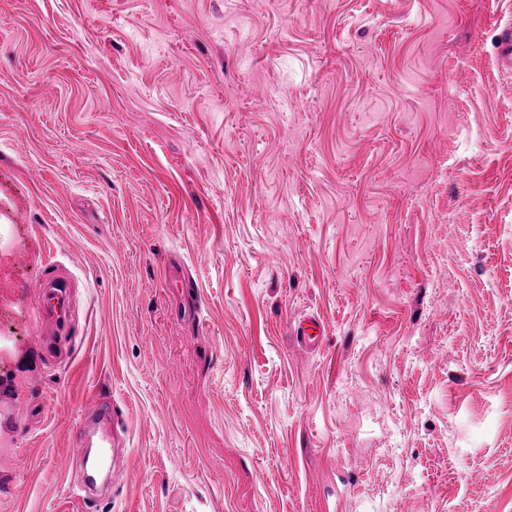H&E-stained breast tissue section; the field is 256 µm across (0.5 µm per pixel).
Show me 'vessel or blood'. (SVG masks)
I'll return each mask as SVG.
<instances>
[{
    "mask_svg": "<svg viewBox=\"0 0 512 512\" xmlns=\"http://www.w3.org/2000/svg\"><path fill=\"white\" fill-rule=\"evenodd\" d=\"M70 282L61 276L49 277L44 298L37 306L38 315L45 320L66 324L69 317ZM297 337L310 348H318L324 340V327L314 318L298 322ZM119 419L115 407L96 404L80 414L74 428L73 460H80L87 447H95L100 466H108L121 441L117 433Z\"/></svg>",
    "mask_w": 512,
    "mask_h": 512,
    "instance_id": "b4317fda",
    "label": "vessel or blood"
}]
</instances>
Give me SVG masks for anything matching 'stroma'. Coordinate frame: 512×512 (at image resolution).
<instances>
[{
  "label": "stroma",
  "instance_id": "stroma-1",
  "mask_svg": "<svg viewBox=\"0 0 512 512\" xmlns=\"http://www.w3.org/2000/svg\"><path fill=\"white\" fill-rule=\"evenodd\" d=\"M512 0H0V512H512ZM73 283V336L35 314ZM325 328L311 349L304 317ZM296 336L306 346L316 349L323 343L324 327L323 324L315 318H307L298 322L295 327ZM119 419L115 407L103 402L86 408L74 428L72 463L86 454L87 446H95L100 467H106L114 458L116 448H123L117 427Z\"/></svg>",
  "mask_w": 512,
  "mask_h": 512
}]
</instances>
